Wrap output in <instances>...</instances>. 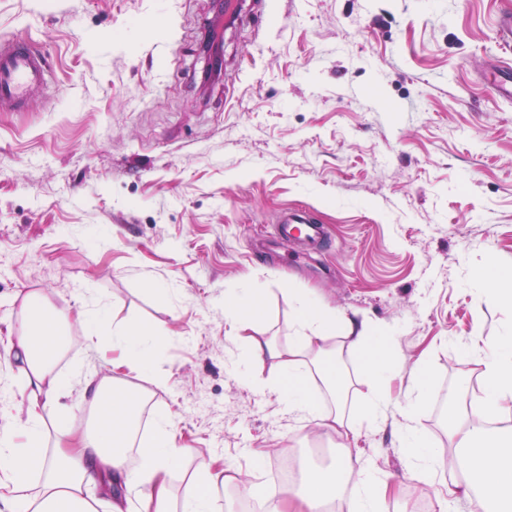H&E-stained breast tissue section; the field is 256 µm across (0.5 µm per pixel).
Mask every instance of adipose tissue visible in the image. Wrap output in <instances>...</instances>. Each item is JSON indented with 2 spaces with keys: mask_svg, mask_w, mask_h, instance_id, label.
I'll use <instances>...</instances> for the list:
<instances>
[{
  "mask_svg": "<svg viewBox=\"0 0 512 512\" xmlns=\"http://www.w3.org/2000/svg\"><path fill=\"white\" fill-rule=\"evenodd\" d=\"M297 329L287 349L271 340L252 339L255 356L277 359L290 381L284 405L289 413L305 416L315 405L305 384V365L320 368L324 344L332 329L331 318L320 305L298 301ZM110 318L107 309L83 304L76 318L50 308L43 295L32 291L20 304L16 323L7 336V352L25 370L21 390L24 418L0 414V512H95L84 495L90 486L104 490L124 487L125 499L113 500L111 512H214L213 490L219 483L237 481L231 468L214 472L208 462L197 467L192 486L181 500H174L171 481L184 463L187 451L173 441V419L156 415L149 439L135 440L137 411L128 394L111 380H94L83 375L81 364H73L69 376L57 370L59 358L75 340L88 345L102 341L101 328ZM351 350L365 361V413L379 419L392 405L386 389L388 372L386 340L368 333L366 323L347 322ZM111 343L126 351L138 370L149 367L156 341L145 330H128L117 325ZM484 398L476 423L465 421L459 404L448 409V434L457 452L449 456V468L462 470L458 488L479 505L496 504L500 512H512V437L487 433L484 422L512 415V335L501 337L496 350L484 361ZM82 377L90 390V408L95 427L73 441L50 440L51 430L64 427L66 417L57 408L66 392L69 377ZM138 443V463H129V443ZM356 493L350 512H379L385 479L366 465H354L352 456L338 458L331 466L305 472L290 498L250 487L252 495L263 496L268 512H326L347 481Z\"/></svg>",
  "mask_w": 512,
  "mask_h": 512,
  "instance_id": "ef3b65f1",
  "label": "adipose tissue"
}]
</instances>
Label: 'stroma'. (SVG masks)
<instances>
[{
  "label": "stroma",
  "mask_w": 512,
  "mask_h": 512,
  "mask_svg": "<svg viewBox=\"0 0 512 512\" xmlns=\"http://www.w3.org/2000/svg\"><path fill=\"white\" fill-rule=\"evenodd\" d=\"M208 8L0 0V40L27 37L55 77L25 109L0 108V380L24 384L4 342L24 295L72 316L97 301L158 336L150 373L79 341L58 368L82 362L172 416L188 450L175 496L210 458L264 487L283 454L308 468L347 453L387 478L383 512H415L406 412L452 453L441 408L480 403L483 360L512 333V302L474 280L488 259L512 270V98L490 70L512 63L495 39L512 0H244L268 19L225 27L229 79L204 89ZM296 205L326 226L318 252L273 236ZM244 288L262 312L228 321L224 300ZM302 297L389 339L393 404L377 421L343 329L327 343L346 438L288 414L275 360L247 358L249 336L287 347ZM82 388L71 379L60 400L61 438L91 424Z\"/></svg>",
  "instance_id": "stroma-1"
}]
</instances>
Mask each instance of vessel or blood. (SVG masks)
Returning <instances> with one entry per match:
<instances>
[{"instance_id":"vessel-or-blood-1","label":"vessel or blood","mask_w":512,"mask_h":512,"mask_svg":"<svg viewBox=\"0 0 512 512\" xmlns=\"http://www.w3.org/2000/svg\"><path fill=\"white\" fill-rule=\"evenodd\" d=\"M51 80L47 57L32 49L26 38L0 42V105L21 108ZM276 233L284 242L306 247L321 242L323 229L310 213L295 208L280 211Z\"/></svg>"}]
</instances>
